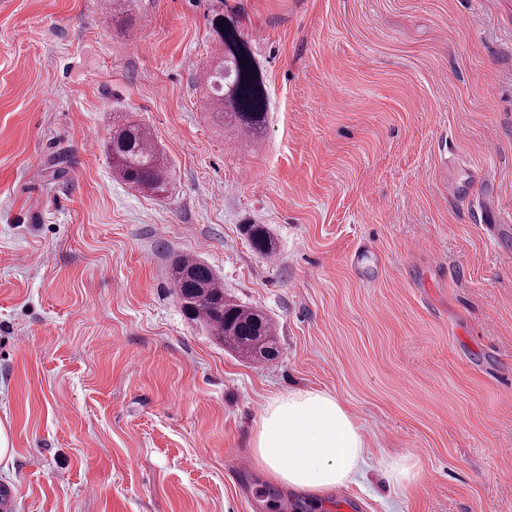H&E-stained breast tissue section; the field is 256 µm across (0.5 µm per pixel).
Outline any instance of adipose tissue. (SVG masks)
<instances>
[{"label": "adipose tissue", "instance_id": "ef3b65f1", "mask_svg": "<svg viewBox=\"0 0 512 512\" xmlns=\"http://www.w3.org/2000/svg\"><path fill=\"white\" fill-rule=\"evenodd\" d=\"M252 448L270 483L321 499L356 483L372 457L350 411L336 397L313 389L271 398Z\"/></svg>", "mask_w": 512, "mask_h": 512}]
</instances>
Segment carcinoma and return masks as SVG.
<instances>
[{"label": "carcinoma", "instance_id": "1", "mask_svg": "<svg viewBox=\"0 0 512 512\" xmlns=\"http://www.w3.org/2000/svg\"><path fill=\"white\" fill-rule=\"evenodd\" d=\"M215 54L201 76V102L224 131L257 134L266 122L264 83L255 58L237 24L219 12L212 19ZM105 152L112 174L150 195L166 193L170 165L156 146L150 129L128 112L112 124ZM245 233L253 249L276 254L277 244L262 224H250ZM170 280L184 316L206 328L212 339L237 356L269 362L279 355L278 327L264 310L245 306L224 295V287L206 262L181 257L172 264Z\"/></svg>", "mask_w": 512, "mask_h": 512}]
</instances>
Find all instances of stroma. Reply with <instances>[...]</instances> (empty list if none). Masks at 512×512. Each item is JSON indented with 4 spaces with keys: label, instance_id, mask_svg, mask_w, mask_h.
<instances>
[{
    "label": "stroma",
    "instance_id": "stroma-1",
    "mask_svg": "<svg viewBox=\"0 0 512 512\" xmlns=\"http://www.w3.org/2000/svg\"><path fill=\"white\" fill-rule=\"evenodd\" d=\"M131 6L0 0V512H512V0ZM219 10L263 77L254 138L200 106ZM127 112L166 196L112 176ZM186 255L272 316L276 362L184 317ZM297 389L417 481L395 496L373 466L311 509L238 472ZM245 233L255 251L266 256L275 255L277 244L268 229L262 224H248Z\"/></svg>",
    "mask_w": 512,
    "mask_h": 512
}]
</instances>
